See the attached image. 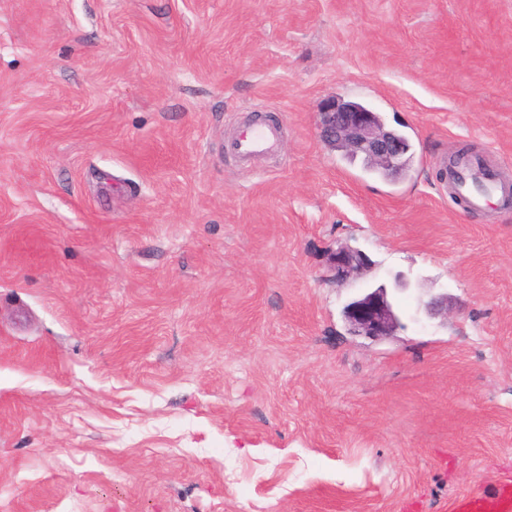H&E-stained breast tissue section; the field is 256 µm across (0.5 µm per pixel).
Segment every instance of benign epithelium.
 Returning <instances> with one entry per match:
<instances>
[{"instance_id": "1", "label": "benign epithelium", "mask_w": 512, "mask_h": 512, "mask_svg": "<svg viewBox=\"0 0 512 512\" xmlns=\"http://www.w3.org/2000/svg\"><path fill=\"white\" fill-rule=\"evenodd\" d=\"M317 130L320 140L328 147L340 145L347 152L392 173L401 167L404 143L394 131L375 119L370 109L328 100L318 112ZM369 264V257L350 245H342L329 254L330 269L339 281L359 273ZM343 313L351 336L382 340L393 335L401 325L384 285L352 299ZM421 313L428 319L448 315V294L431 297Z\"/></svg>"}]
</instances>
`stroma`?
<instances>
[{
	"mask_svg": "<svg viewBox=\"0 0 512 512\" xmlns=\"http://www.w3.org/2000/svg\"><path fill=\"white\" fill-rule=\"evenodd\" d=\"M330 98L406 171L325 146ZM255 112L281 137L244 166ZM464 145L512 180V0H0V512H450L512 479V205L453 200ZM346 243L372 266L339 282ZM399 276L394 336L348 335ZM376 118L380 119L377 113ZM377 119L374 118L371 109L335 99L327 100L318 112V135L325 146L336 147L331 149L339 152L341 156L348 158L340 146L356 157H361L368 163L392 173L400 169L401 156L406 149L402 160L403 168L401 167L402 170L405 169L409 162L407 154L411 149L409 140L396 131L403 143L393 130L386 129ZM364 169L379 177L388 176L385 170L383 172L372 169L365 164Z\"/></svg>",
	"mask_w": 512,
	"mask_h": 512,
	"instance_id": "stroma-1",
	"label": "stroma"
}]
</instances>
